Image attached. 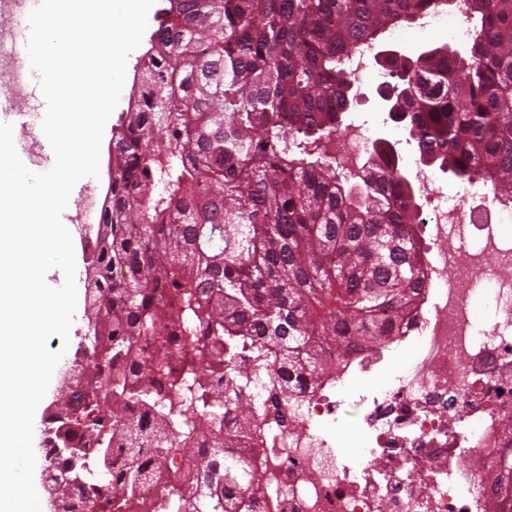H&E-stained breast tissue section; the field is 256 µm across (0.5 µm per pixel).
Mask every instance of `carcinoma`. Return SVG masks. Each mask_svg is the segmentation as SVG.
Here are the masks:
<instances>
[{"label": "carcinoma", "instance_id": "obj_1", "mask_svg": "<svg viewBox=\"0 0 512 512\" xmlns=\"http://www.w3.org/2000/svg\"><path fill=\"white\" fill-rule=\"evenodd\" d=\"M465 54L393 61L384 84L403 104L389 119L443 174L512 190V0H465ZM458 0H164L139 60L125 117L112 128L86 287V351L68 396L48 418L54 447L96 446L102 480L112 449H130L119 486L140 483L135 449L151 440L184 465L198 512H241L264 494L258 411L239 362L271 363L274 423L304 386L336 372L325 346L375 345L404 322L425 288L419 204L375 140L378 180L359 186L312 150L341 131L355 83L345 58L388 26ZM178 306L171 305V301ZM186 345L180 373L143 344ZM232 378V403L212 393ZM245 449L250 462L224 455ZM46 469L43 487L70 462ZM100 480V481H102ZM85 472L59 491L92 512H119Z\"/></svg>", "mask_w": 512, "mask_h": 512}]
</instances>
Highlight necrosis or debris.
Returning a JSON list of instances; mask_svg holds the SVG:
<instances>
[{
  "label": "necrosis or debris",
  "mask_w": 512,
  "mask_h": 512,
  "mask_svg": "<svg viewBox=\"0 0 512 512\" xmlns=\"http://www.w3.org/2000/svg\"><path fill=\"white\" fill-rule=\"evenodd\" d=\"M0 88L28 94L26 63L0 26ZM368 128L346 124L320 153L356 183L372 176ZM426 287L387 342L353 346L333 377L264 430L265 493L247 512H512L492 475L512 462V199L417 174ZM510 275H501V268ZM176 464L147 475L123 512H196Z\"/></svg>",
  "instance_id": "1"
}]
</instances>
